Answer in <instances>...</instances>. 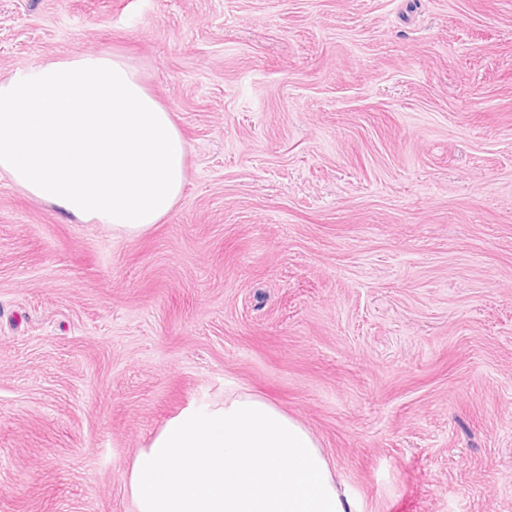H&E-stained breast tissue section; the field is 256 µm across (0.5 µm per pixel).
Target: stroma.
<instances>
[{
	"instance_id": "1",
	"label": "stroma",
	"mask_w": 512,
	"mask_h": 512,
	"mask_svg": "<svg viewBox=\"0 0 512 512\" xmlns=\"http://www.w3.org/2000/svg\"><path fill=\"white\" fill-rule=\"evenodd\" d=\"M97 50L187 183L127 240L0 176V512H133L228 390L357 512H512V0H0V79Z\"/></svg>"
}]
</instances>
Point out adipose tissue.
Instances as JSON below:
<instances>
[{
    "label": "adipose tissue",
    "instance_id": "1",
    "mask_svg": "<svg viewBox=\"0 0 512 512\" xmlns=\"http://www.w3.org/2000/svg\"><path fill=\"white\" fill-rule=\"evenodd\" d=\"M186 142L122 57L99 51L0 80V174L81 222L133 238L177 205ZM135 512H354L314 436L260 396L194 403L140 448Z\"/></svg>",
    "mask_w": 512,
    "mask_h": 512
}]
</instances>
